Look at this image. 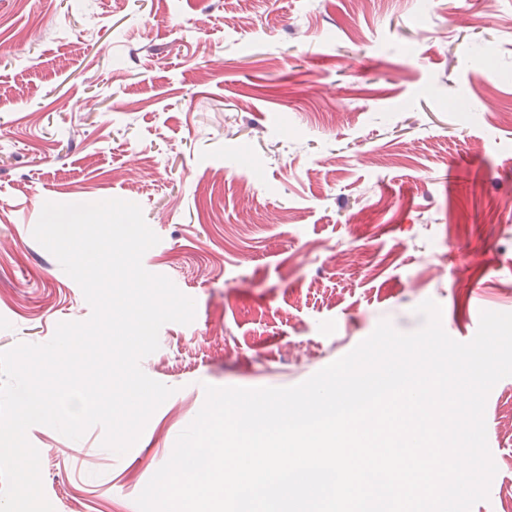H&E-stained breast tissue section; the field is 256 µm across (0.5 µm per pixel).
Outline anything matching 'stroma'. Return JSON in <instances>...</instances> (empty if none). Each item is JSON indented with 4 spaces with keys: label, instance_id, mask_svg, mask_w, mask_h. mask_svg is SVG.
<instances>
[{
    "label": "stroma",
    "instance_id": "1",
    "mask_svg": "<svg viewBox=\"0 0 512 512\" xmlns=\"http://www.w3.org/2000/svg\"><path fill=\"white\" fill-rule=\"evenodd\" d=\"M113 198L196 317L142 360L174 393L127 453L29 429L54 512H138L205 385H297L429 298L459 342L512 312V0H0V352L91 315L44 202ZM485 421L472 512H512V377Z\"/></svg>",
    "mask_w": 512,
    "mask_h": 512
}]
</instances>
